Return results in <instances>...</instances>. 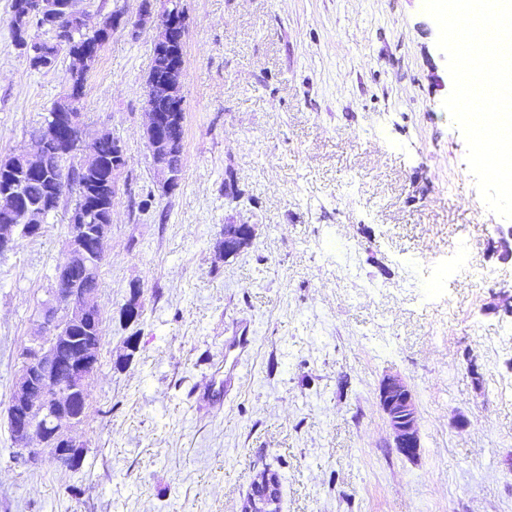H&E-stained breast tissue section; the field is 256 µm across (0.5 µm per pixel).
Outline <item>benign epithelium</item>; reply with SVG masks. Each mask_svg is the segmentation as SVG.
<instances>
[{
    "label": "benign epithelium",
    "mask_w": 512,
    "mask_h": 512,
    "mask_svg": "<svg viewBox=\"0 0 512 512\" xmlns=\"http://www.w3.org/2000/svg\"><path fill=\"white\" fill-rule=\"evenodd\" d=\"M149 3L142 5L136 21L130 22L118 16L110 21L104 19L99 26L132 25L131 33L142 26ZM179 19L172 23H158V36L154 50L165 59L167 70L162 76L146 79L145 112L143 134L154 166L165 177L164 187L177 185L183 161H174L175 143L165 136L171 113L184 112V101L175 97L171 78H176L181 90L184 83V46L186 36L185 13L177 11ZM77 131L83 142L84 157L91 154L92 141L86 139L80 113L69 114L61 124L50 129V137L56 147V156L71 154V131ZM16 157L32 172L48 168L49 159L33 143ZM86 209L75 204L70 215V234L67 238V260L56 271L58 277H68L70 270L81 268L85 274L94 272L98 255L103 253L109 225L85 223ZM253 237L248 224L236 225V233L224 236V256L240 252L245 243ZM17 239L14 224L0 225V252L11 251ZM76 309L65 303L63 295L54 288L49 298L42 303L40 316L42 327L31 345L21 352L23 373L14 388L15 409L7 414L9 426L17 447L24 453V459L33 462L36 452L29 447L32 439L42 445L55 444L54 457L69 460L80 454L81 444L68 435V431L81 424L87 409V382L97 370L99 353L84 350L78 345V338L67 336L64 329L74 320ZM381 409L387 417L394 437L395 448L401 455L412 459L418 456L421 443L419 416L412 391L398 375H386L378 388ZM280 478L270 471H261L255 477L250 494L244 500L241 512H273L280 490Z\"/></svg>",
    "instance_id": "obj_1"
}]
</instances>
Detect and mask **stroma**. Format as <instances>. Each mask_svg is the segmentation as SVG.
Here are the masks:
<instances>
[{
  "instance_id": "1",
  "label": "stroma",
  "mask_w": 512,
  "mask_h": 512,
  "mask_svg": "<svg viewBox=\"0 0 512 512\" xmlns=\"http://www.w3.org/2000/svg\"><path fill=\"white\" fill-rule=\"evenodd\" d=\"M182 4L174 189L143 137L154 24L111 35L78 103L87 134H112L127 157L78 469L18 464L6 423L19 352L66 259L74 192L0 254V512H240L264 470L282 478L280 512H512V340L501 337L512 315L498 297L512 259L491 245L512 220L485 207L443 107L451 76L435 21L421 0ZM10 20L0 0V157L24 148L73 83L64 53L33 70ZM240 222L252 241L220 256L225 225ZM463 242L490 277L428 297L419 264ZM235 317L255 325L246 374L222 406L195 405L187 393ZM387 374L414 394L412 460L379 405Z\"/></svg>"
}]
</instances>
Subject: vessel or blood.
<instances>
[{
  "instance_id": "b4317fda",
  "label": "vessel or blood",
  "mask_w": 512,
  "mask_h": 512,
  "mask_svg": "<svg viewBox=\"0 0 512 512\" xmlns=\"http://www.w3.org/2000/svg\"><path fill=\"white\" fill-rule=\"evenodd\" d=\"M252 343V328L249 320L234 322L232 334L225 343L224 361L217 366L203 386L194 388L190 396L196 402L219 400L242 376L244 359Z\"/></svg>"
}]
</instances>
